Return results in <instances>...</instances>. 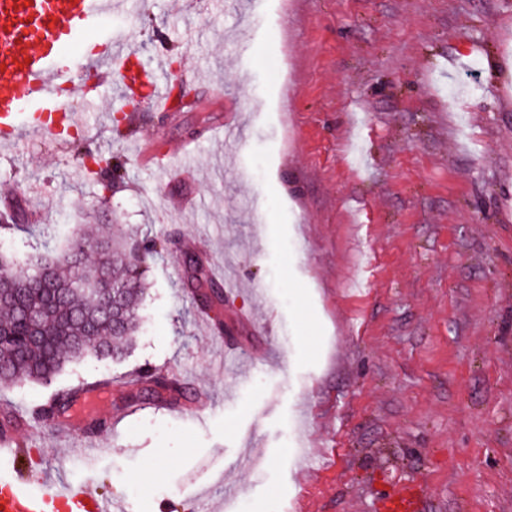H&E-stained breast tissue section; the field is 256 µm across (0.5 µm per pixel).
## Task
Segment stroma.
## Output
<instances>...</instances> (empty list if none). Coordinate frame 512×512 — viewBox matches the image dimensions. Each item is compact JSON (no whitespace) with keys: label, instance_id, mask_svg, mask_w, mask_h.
Here are the masks:
<instances>
[{"label":"stroma","instance_id":"1","mask_svg":"<svg viewBox=\"0 0 512 512\" xmlns=\"http://www.w3.org/2000/svg\"><path fill=\"white\" fill-rule=\"evenodd\" d=\"M112 22L132 61L190 75V107L109 85L74 93L69 137L0 145V199L33 225L0 250L53 255L83 224L164 247L126 354L0 388L22 411L110 380L99 455L24 420L18 467L132 512H219L228 483L246 512H382L408 483L425 512H512V0H138ZM149 141L174 163L143 165ZM189 251L229 277L223 345ZM145 370L178 401L129 411Z\"/></svg>","mask_w":512,"mask_h":512}]
</instances>
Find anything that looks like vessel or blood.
<instances>
[{"label":"vessel or blood","instance_id":"b4317fda","mask_svg":"<svg viewBox=\"0 0 512 512\" xmlns=\"http://www.w3.org/2000/svg\"><path fill=\"white\" fill-rule=\"evenodd\" d=\"M115 6V0H0V144H13L34 131L61 135L71 118L66 94L75 79L66 51L88 30L99 29ZM99 31L94 49L81 63L96 87L115 79L123 101L167 109L164 66L113 70V63L127 59L130 39L117 37L111 28ZM45 482L43 473L25 470L14 481L0 483V512H128L93 483L50 489ZM422 508L421 494L406 489L382 504L383 512Z\"/></svg>","mask_w":512,"mask_h":512}]
</instances>
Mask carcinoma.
<instances>
[{"mask_svg":"<svg viewBox=\"0 0 512 512\" xmlns=\"http://www.w3.org/2000/svg\"><path fill=\"white\" fill-rule=\"evenodd\" d=\"M157 252L154 241L133 246L112 233L110 225L98 224L89 235H78L56 256H39L24 269L0 253V387L22 381H48L79 358L116 355L118 344L133 339L141 323L146 283L141 270L145 257ZM196 280L212 288L208 295L195 291L194 299L211 310L223 304V293L214 288L207 266L194 265ZM94 282L116 298L120 316L114 320L99 308L96 296L82 287ZM19 300L40 311L39 340L27 341L29 325L12 302ZM156 375H139L140 392L172 396L180 391L177 380L166 382L165 393L155 391ZM75 402L72 394L56 395L36 406L33 414L59 417Z\"/></svg>","mask_w":512,"mask_h":512,"instance_id":"1","label":"carcinoma"}]
</instances>
